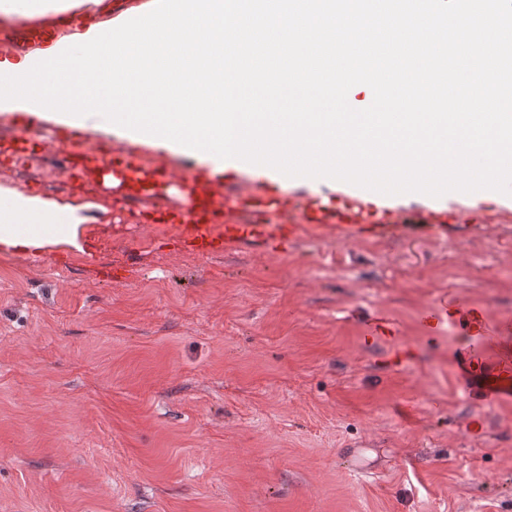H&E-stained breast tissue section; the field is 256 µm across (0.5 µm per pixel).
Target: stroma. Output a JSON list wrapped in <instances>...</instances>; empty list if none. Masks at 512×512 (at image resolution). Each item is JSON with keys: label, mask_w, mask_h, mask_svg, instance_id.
<instances>
[{"label": "stroma", "mask_w": 512, "mask_h": 512, "mask_svg": "<svg viewBox=\"0 0 512 512\" xmlns=\"http://www.w3.org/2000/svg\"><path fill=\"white\" fill-rule=\"evenodd\" d=\"M0 187L76 211L81 249L0 250V512H512V400L457 390L467 296L512 319V219L203 257L93 183ZM127 278L107 280L105 266ZM386 335L368 339L379 317Z\"/></svg>", "instance_id": "obj_1"}]
</instances>
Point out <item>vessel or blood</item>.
<instances>
[{"label": "vessel or blood", "mask_w": 512, "mask_h": 512, "mask_svg": "<svg viewBox=\"0 0 512 512\" xmlns=\"http://www.w3.org/2000/svg\"><path fill=\"white\" fill-rule=\"evenodd\" d=\"M28 48L40 47L56 35L48 21L35 19L19 27ZM36 116L14 114L12 135L0 145V164L9 165L25 153H42L49 145L61 143L66 173L119 189L125 201L137 202L154 197L164 186H177L186 202L154 210L155 229H176L185 249L200 256H212L224 249L260 243L274 245L301 236H318L333 229L351 238L372 239L394 231L393 209L378 207L370 200L337 192L333 199L302 200L281 194L276 185L260 191H231L219 175L204 169L176 172L165 160L151 166L139 161L137 147L112 149L91 146L82 130L66 131L61 139L34 140ZM469 331L466 347L456 361L457 383L461 391L479 387L484 400L512 398V322L487 324L477 320L465 304L449 310L447 303L429 306L424 321L430 328L448 320Z\"/></svg>", "instance_id": "obj_1"}]
</instances>
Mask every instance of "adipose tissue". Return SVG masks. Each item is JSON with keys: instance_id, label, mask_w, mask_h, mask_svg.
Returning a JSON list of instances; mask_svg holds the SVG:
<instances>
[{"instance_id": "obj_1", "label": "adipose tissue", "mask_w": 512, "mask_h": 512, "mask_svg": "<svg viewBox=\"0 0 512 512\" xmlns=\"http://www.w3.org/2000/svg\"><path fill=\"white\" fill-rule=\"evenodd\" d=\"M77 217L55 201L0 188V247L29 250L47 245L79 247Z\"/></svg>"}]
</instances>
